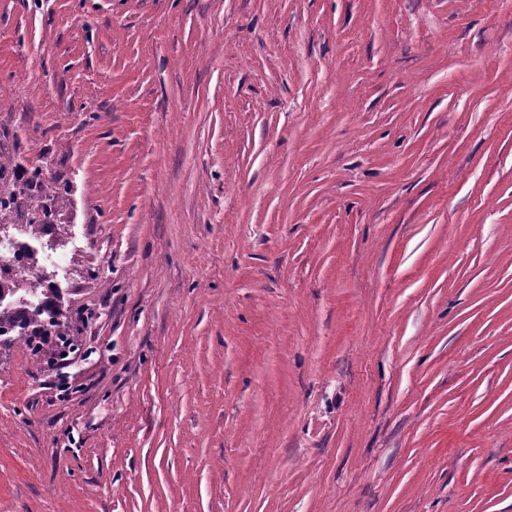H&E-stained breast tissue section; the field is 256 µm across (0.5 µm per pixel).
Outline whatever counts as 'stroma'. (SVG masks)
I'll return each mask as SVG.
<instances>
[{
  "instance_id": "1",
  "label": "stroma",
  "mask_w": 512,
  "mask_h": 512,
  "mask_svg": "<svg viewBox=\"0 0 512 512\" xmlns=\"http://www.w3.org/2000/svg\"><path fill=\"white\" fill-rule=\"evenodd\" d=\"M0 88V512H512V0H0ZM9 186H10L11 193H12L11 194V202H10L12 204V206L15 202V198H17V193L19 195L23 194L24 189L29 190V189H32L33 186L40 188L41 192H42V189H44L45 199H50V197L53 196L54 193H56V189L53 187V185L50 186L48 184V182L45 180V178L43 176L42 169H40V168H33L28 171V178L25 181V183L21 184L22 187L17 186V184H15V183H9ZM50 193H52V194L50 195ZM42 204L43 203L38 204L31 218L28 219L26 224L27 228H32L34 226L33 224H45L44 221L39 219L41 215L37 212ZM40 227V225L34 226L32 233L28 234L24 239L16 238L12 244L6 247L3 254L0 245V264L7 265L12 270L17 269L25 271L26 278L29 279L30 282L29 288H42L37 274L38 262L31 264L29 260L30 256L38 255L35 242L40 238ZM47 293L45 296V300H43L42 306L45 308L46 312H50L54 315V321L49 322L48 324H43L38 320L25 319L22 324H20L21 328L24 330L29 328V330L24 332L25 342L29 344L32 352L37 353L40 349L39 343L35 342L36 339H44L45 336H50L49 333L52 332V327L59 326L60 322L57 320L58 316H60L61 312L59 309V290L58 288H45ZM34 344V345H33Z\"/></svg>"
}]
</instances>
